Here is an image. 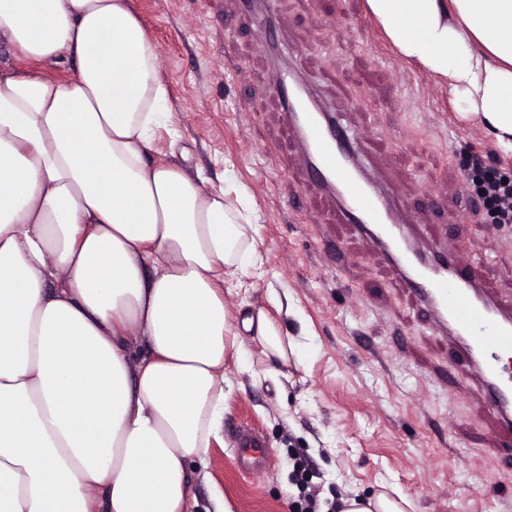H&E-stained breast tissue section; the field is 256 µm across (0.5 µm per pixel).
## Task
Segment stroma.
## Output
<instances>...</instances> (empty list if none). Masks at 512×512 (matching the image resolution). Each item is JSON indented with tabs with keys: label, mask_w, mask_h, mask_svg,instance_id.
Wrapping results in <instances>:
<instances>
[{
	"label": "stroma",
	"mask_w": 512,
	"mask_h": 512,
	"mask_svg": "<svg viewBox=\"0 0 512 512\" xmlns=\"http://www.w3.org/2000/svg\"><path fill=\"white\" fill-rule=\"evenodd\" d=\"M168 86L189 171L256 208L258 256L224 286L228 327L224 442L196 481L197 512H298L293 461H312L328 499L396 492L406 512H512V465L496 462L493 423L476 391L450 396L448 339L402 287L396 268L344 224L296 156L273 73L293 68L315 100L364 135L367 165L397 188L419 224L481 260L482 286L512 291V227L464 224L460 156L503 152L459 117L447 88L406 63L365 0H130ZM269 13L279 45H260ZM266 315L286 359L268 355L249 317ZM262 436L270 462L243 472L237 434Z\"/></svg>",
	"instance_id": "stroma-1"
}]
</instances>
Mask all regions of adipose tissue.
Here are the masks:
<instances>
[{
	"label": "adipose tissue",
	"instance_id": "1",
	"mask_svg": "<svg viewBox=\"0 0 512 512\" xmlns=\"http://www.w3.org/2000/svg\"><path fill=\"white\" fill-rule=\"evenodd\" d=\"M512 152V0H366ZM0 512H194L224 430L248 199L151 160L173 106L129 0H0Z\"/></svg>",
	"mask_w": 512,
	"mask_h": 512
}]
</instances>
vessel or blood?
I'll list each match as a JSON object with an SVG mask.
<instances>
[{
  "label": "vessel or blood",
  "instance_id": "vessel-or-blood-1",
  "mask_svg": "<svg viewBox=\"0 0 512 512\" xmlns=\"http://www.w3.org/2000/svg\"><path fill=\"white\" fill-rule=\"evenodd\" d=\"M298 81L291 72L274 76L309 171L336 202L343 221L367 234L397 266L405 287L448 335L456 371L472 375L482 391L498 436L512 437V372L502 364L512 356V293L485 292L480 263L456 254L445 242L428 253L417 249L415 225L369 172L359 135L336 114L323 111L310 92H297ZM237 453L244 469L256 474L268 456L247 429L239 433Z\"/></svg>",
  "mask_w": 512,
  "mask_h": 512
}]
</instances>
